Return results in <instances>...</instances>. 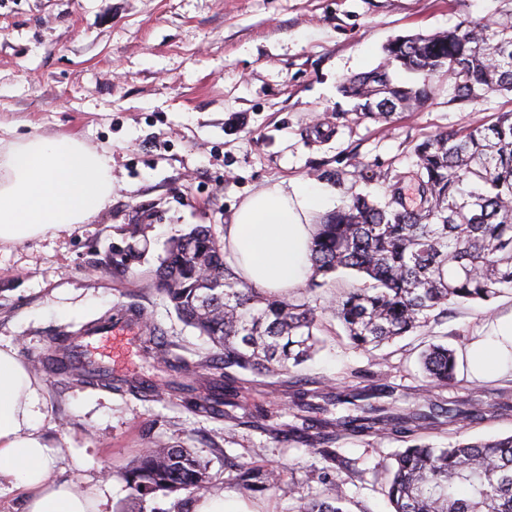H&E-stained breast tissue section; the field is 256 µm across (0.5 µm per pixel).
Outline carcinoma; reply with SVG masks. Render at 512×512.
Segmentation results:
<instances>
[{
    "label": "carcinoma",
    "instance_id": "obj_1",
    "mask_svg": "<svg viewBox=\"0 0 512 512\" xmlns=\"http://www.w3.org/2000/svg\"><path fill=\"white\" fill-rule=\"evenodd\" d=\"M501 18L488 16L433 35L393 40L377 67L341 84L358 100L365 118L388 120L398 109L423 104L428 84L397 80L399 72L425 78L448 75L453 99L480 103L491 92L512 93V0H501ZM414 198L396 186L381 204L357 196L322 215L310 246V279L318 288L351 275L359 284L342 289L321 311L304 302L271 296L243 280L224 259V249L206 226L174 240L155 276L160 290L189 326L217 349L199 363L206 393L192 384L181 390L197 415L237 419L235 374L280 378L310 359L320 340L315 330L328 315L350 343L377 349L431 323L448 319L450 307L489 302L512 287V112H499L465 129L417 145ZM431 387L456 384L454 352L441 344L422 354ZM72 380L149 400L155 389L143 381L116 382L104 370H74ZM399 387L367 384L337 391L308 389L295 382L291 420L269 424L250 414L245 423L262 433L288 429V441L319 455L329 470L321 497L301 500L294 512H346V485L360 470L334 447L343 436L391 435L412 444L392 454L385 493L392 512H512V435L486 442L462 439L464 423L512 415V397L482 400L429 399L412 410L392 399ZM346 414L328 417L330 407ZM426 431L452 438L446 448L419 441ZM226 468L245 491L272 488L274 472L238 464ZM131 502L119 512L161 494H192L209 488L208 463L189 448L159 444L146 450L123 475Z\"/></svg>",
    "mask_w": 512,
    "mask_h": 512
}]
</instances>
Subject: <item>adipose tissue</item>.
Masks as SVG:
<instances>
[{"instance_id":"obj_1","label":"adipose tissue","mask_w":512,"mask_h":512,"mask_svg":"<svg viewBox=\"0 0 512 512\" xmlns=\"http://www.w3.org/2000/svg\"><path fill=\"white\" fill-rule=\"evenodd\" d=\"M112 194L102 154L72 136H28L0 150V244L19 243L88 221ZM319 189L280 184L246 198L224 226V249L244 279L273 293L299 287L310 272L312 214ZM479 375L512 371V316L468 351ZM37 382L14 351L0 349V480L24 488L26 512H101L91 490L54 481L52 449L39 430Z\"/></svg>"}]
</instances>
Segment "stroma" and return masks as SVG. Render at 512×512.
Listing matches in <instances>:
<instances>
[{
    "label": "stroma",
    "mask_w": 512,
    "mask_h": 512,
    "mask_svg": "<svg viewBox=\"0 0 512 512\" xmlns=\"http://www.w3.org/2000/svg\"><path fill=\"white\" fill-rule=\"evenodd\" d=\"M500 0H0V140L74 135L110 157L112 195L89 221L0 246V348L13 349L39 385L41 433L54 447L52 477L99 493L104 512L130 494L120 479L155 442L209 462V496L224 512H287L323 490L324 461L281 436L194 415L180 385H200L209 344L186 326L152 279L168 242L196 225L223 238L249 196L294 182L327 192L324 212L354 196L382 201L413 169L415 148L435 135L512 109L511 95L454 101L446 74L415 111L388 122L358 119L340 91L345 77L384 59L391 40L434 34L500 9ZM126 260L125 272L113 261ZM135 307L157 325L171 368L141 336L91 339L82 357L113 379L146 380L151 401L81 386L55 374L54 342ZM512 313V288L487 303L452 307L445 323L377 354L352 348L323 319V347L296 371L308 382L365 385L378 375L416 407L427 380L419 356L442 343L456 356V396L512 395V375L475 376L472 343ZM364 474L347 484L351 512H389L383 494L391 437H348ZM280 473L274 489L244 492L225 456Z\"/></svg>",
    "instance_id": "obj_1"
}]
</instances>
